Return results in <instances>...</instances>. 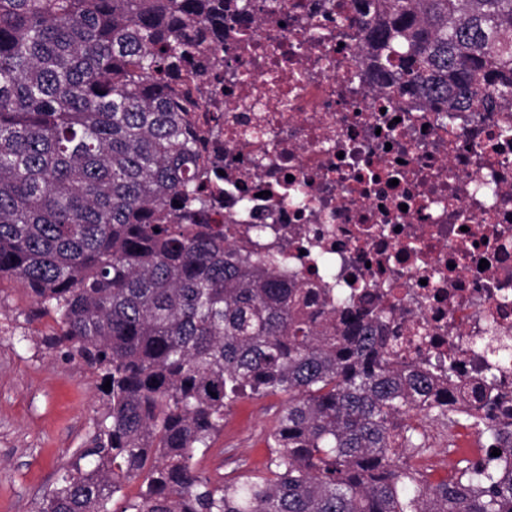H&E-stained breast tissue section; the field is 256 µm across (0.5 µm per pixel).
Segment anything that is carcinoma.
<instances>
[{
	"label": "carcinoma",
	"instance_id": "obj_1",
	"mask_svg": "<svg viewBox=\"0 0 512 512\" xmlns=\"http://www.w3.org/2000/svg\"><path fill=\"white\" fill-rule=\"evenodd\" d=\"M227 0H0V277L98 372V421L44 512H512V428L432 399V370L379 336L381 312L329 299L194 223L208 162L182 105ZM382 85L451 120L512 104V0H360ZM217 397H212V394ZM283 393L268 475L197 469L240 397ZM471 426L499 456L435 483L422 421Z\"/></svg>",
	"mask_w": 512,
	"mask_h": 512
}]
</instances>
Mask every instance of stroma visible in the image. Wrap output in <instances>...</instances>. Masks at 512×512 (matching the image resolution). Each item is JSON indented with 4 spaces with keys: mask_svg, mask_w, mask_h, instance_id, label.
Masks as SVG:
<instances>
[{
    "mask_svg": "<svg viewBox=\"0 0 512 512\" xmlns=\"http://www.w3.org/2000/svg\"><path fill=\"white\" fill-rule=\"evenodd\" d=\"M55 322L27 290L0 278V512H41L74 455L106 411L97 374L48 341ZM283 397H243L198 469L211 479L264 473L267 437Z\"/></svg>",
    "mask_w": 512,
    "mask_h": 512,
    "instance_id": "stroma-1",
    "label": "stroma"
}]
</instances>
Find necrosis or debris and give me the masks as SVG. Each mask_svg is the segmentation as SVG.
Wrapping results in <instances>:
<instances>
[{
    "instance_id": "1",
    "label": "necrosis or debris",
    "mask_w": 512,
    "mask_h": 512,
    "mask_svg": "<svg viewBox=\"0 0 512 512\" xmlns=\"http://www.w3.org/2000/svg\"><path fill=\"white\" fill-rule=\"evenodd\" d=\"M192 100L220 138L207 223L307 287L382 307L381 333L455 355L453 406L512 423V105L437 120L373 78L357 0H255Z\"/></svg>"
}]
</instances>
